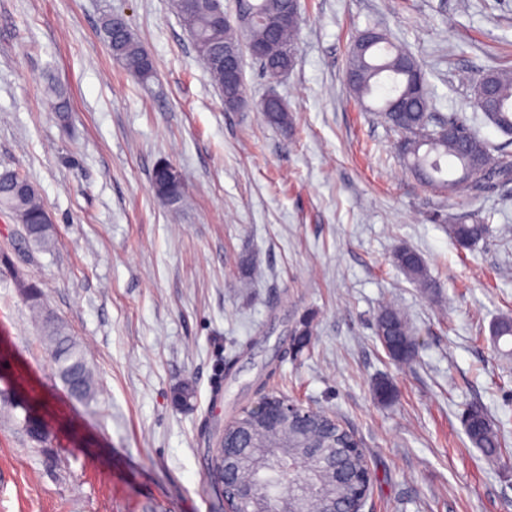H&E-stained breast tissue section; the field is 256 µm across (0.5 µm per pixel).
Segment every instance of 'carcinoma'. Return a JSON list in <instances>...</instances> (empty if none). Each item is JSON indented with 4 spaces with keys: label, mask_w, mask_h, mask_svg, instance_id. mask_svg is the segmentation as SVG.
<instances>
[{
    "label": "carcinoma",
    "mask_w": 512,
    "mask_h": 512,
    "mask_svg": "<svg viewBox=\"0 0 512 512\" xmlns=\"http://www.w3.org/2000/svg\"><path fill=\"white\" fill-rule=\"evenodd\" d=\"M240 7L251 12L254 23L251 29L242 30L224 21L222 0L207 3L188 2V13L178 16L194 33L193 47L199 60L213 77L222 97L234 94L246 96L238 86L230 91L224 86V69L206 63L208 51L214 45L236 44L242 40L263 43L271 38L278 41V53L260 61L263 70L271 75L288 72L295 64V48L300 24H295L271 34L262 19L277 15L287 5V0H239ZM103 30L112 55L130 74L141 82L155 76L153 61L149 59L140 42L131 31L120 33L112 27V17H107ZM346 72L354 76L351 93L374 112L399 135L397 149L406 168L417 177L427 190L450 197L477 199L483 191V180L512 182V154L501 150L493 155L482 138L467 122L459 117L448 123L462 132V138L451 139L442 132L443 123L432 118L431 102L426 75L421 63L403 46L390 38H382V31L374 30V36L354 37L348 48ZM491 86L494 98L491 106H478L476 92L480 86ZM471 103L481 112L483 119L501 133L512 137V69L495 68L472 84ZM268 123L286 129L292 125L287 106L277 96L260 105ZM26 178L12 171L0 173V207L28 214L30 226L24 227L28 243L41 252L52 251L55 240L53 227L41 224L44 204L33 191L17 194L16 187ZM484 218L473 212L451 225L450 235L461 248H469L487 234ZM393 262L419 288L430 292L436 287L420 253L407 247L397 249ZM30 287L32 283L24 282ZM34 287V286H32ZM39 298L28 301L32 312L40 317L42 341L51 355L55 374L72 397L90 401L96 394V377L88 365L84 351L69 333L67 327L47 310L42 291L34 287ZM376 334H383L395 344L391 359L400 364L414 360L418 350L408 351L406 345L415 341L413 329L407 317L397 308H380L375 320ZM307 422L290 432L296 448L288 452L311 451L309 458L316 466H324L336 473V499L353 502L351 494L361 468V455L357 447L360 441L354 434L334 424L332 417L320 408H305ZM465 432L471 444L480 449L492 462L507 455V444L485 409L471 408ZM254 503L261 512H285L289 507L288 486L275 480L254 478Z\"/></svg>",
    "instance_id": "1"
}]
</instances>
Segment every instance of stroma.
<instances>
[{
    "mask_svg": "<svg viewBox=\"0 0 512 512\" xmlns=\"http://www.w3.org/2000/svg\"><path fill=\"white\" fill-rule=\"evenodd\" d=\"M293 69L245 59L252 106L225 108L174 0H0V171L38 189L52 252L31 249L0 210V390L54 434L48 449L0 420V512H219L207 489V433L254 404L276 369L281 394L334 415L360 440L376 481L364 512H512V459L471 445L465 410L484 407L512 447V183L479 199L424 190L396 134L344 83L348 44L376 26L418 58L433 114L466 117L470 80L512 67V0H301ZM124 15L151 55L143 83L113 58L105 18ZM277 94L294 128L257 108ZM181 172L176 212L153 191L157 165ZM487 236L457 248L449 224L472 210ZM407 246L438 288L427 296L392 262ZM258 274L243 282L240 257ZM22 270L84 348L94 401L55 376L13 276ZM403 311L419 342L399 366L376 334ZM310 321L312 344L289 352ZM237 356L224 396L212 386ZM194 410L173 402L183 381ZM392 381L393 401L374 385Z\"/></svg>",
    "mask_w": 512,
    "mask_h": 512,
    "instance_id": "stroma-1",
    "label": "stroma"
}]
</instances>
